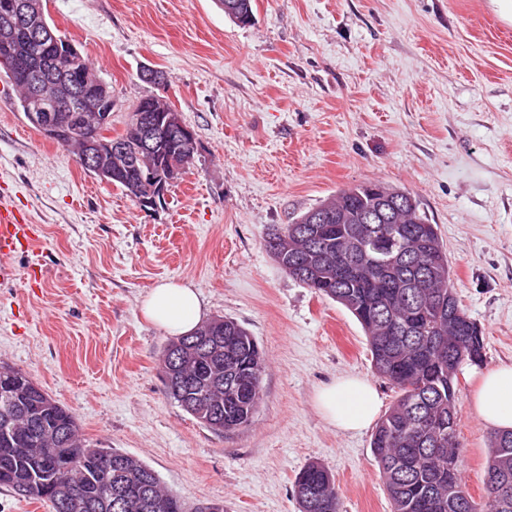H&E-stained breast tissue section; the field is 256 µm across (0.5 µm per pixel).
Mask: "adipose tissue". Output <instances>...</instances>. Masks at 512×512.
<instances>
[{
  "label": "adipose tissue",
  "mask_w": 512,
  "mask_h": 512,
  "mask_svg": "<svg viewBox=\"0 0 512 512\" xmlns=\"http://www.w3.org/2000/svg\"><path fill=\"white\" fill-rule=\"evenodd\" d=\"M142 312L171 335L183 336L200 325L203 302L193 285L167 280L150 290ZM474 402L483 422L500 430H512V363L482 374ZM316 405L330 425L352 432L371 424L380 399L369 380L342 375L317 392Z\"/></svg>",
  "instance_id": "obj_1"
}]
</instances>
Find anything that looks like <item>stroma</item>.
Returning a JSON list of instances; mask_svg holds the SVG:
<instances>
[{
    "label": "stroma",
    "mask_w": 512,
    "mask_h": 512,
    "mask_svg": "<svg viewBox=\"0 0 512 512\" xmlns=\"http://www.w3.org/2000/svg\"><path fill=\"white\" fill-rule=\"evenodd\" d=\"M58 35L112 88V131L155 96L194 131L195 161L144 209L43 136L0 73V197L36 229L0 285V362L72 410L90 443L141 458L188 512H299L297 473L333 475L340 512H391L373 427L329 425L316 391L344 374L396 388L372 367L339 303L285 274L270 228L336 190L382 182L412 193L447 249L460 306L484 331L483 366L458 371L457 438L468 494L484 500L494 430L473 394L512 362V0H255L234 24L217 0H49ZM166 85L142 81L141 67ZM43 270L32 286L29 266ZM191 283L266 359L251 423L218 435L170 399V341L141 303Z\"/></svg>",
    "instance_id": "obj_1"
}]
</instances>
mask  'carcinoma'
<instances>
[{
    "label": "carcinoma",
    "mask_w": 512,
    "mask_h": 512,
    "mask_svg": "<svg viewBox=\"0 0 512 512\" xmlns=\"http://www.w3.org/2000/svg\"><path fill=\"white\" fill-rule=\"evenodd\" d=\"M224 14L246 26L253 22L254 0H217ZM69 41L55 36L39 46L17 27L14 50L53 71L68 69ZM0 70L18 92V106L30 103L18 78L0 61ZM85 86L96 100L92 112H62L65 129L93 130L103 140L112 131V90L92 66ZM134 117L119 139L129 142V156L112 157L107 174L86 171L121 188L137 200L150 174L168 165L169 158L190 154V146L175 137L155 155L136 156ZM404 200L393 224H360L355 215L372 205L375 194ZM325 211L348 218L343 224H323V245L301 237L291 247L292 230L304 226L308 215ZM265 249L289 277L344 306L361 324L372 354L374 370L398 389L395 404L376 425L371 446L392 512H512V431L491 436L484 485L485 501L475 502L462 480V451L456 434L457 371L464 364L481 366L485 337L481 327L461 308L455 296L448 253L436 225L408 191L382 183L347 186L319 201L291 224L273 226ZM223 328L222 356L208 361L195 357L196 336H179L165 347L161 376L170 367V350L183 352V363L198 380L186 387L164 386L165 393L199 423L216 434L233 432L251 422L262 395L263 352L254 336L238 322L215 317L207 322ZM224 388H211L212 379ZM224 406L223 424L211 423L197 396ZM453 428H448V412ZM126 453L86 444L74 412L56 402L28 373L0 363V488L19 496L47 501L53 512L73 502L66 512H185L183 501L166 493L157 473L133 457L124 477L148 482L163 502L156 509L128 501L112 505L111 480L104 464ZM300 512H339L331 472L309 463L294 482Z\"/></svg>",
    "instance_id": "obj_1"
}]
</instances>
